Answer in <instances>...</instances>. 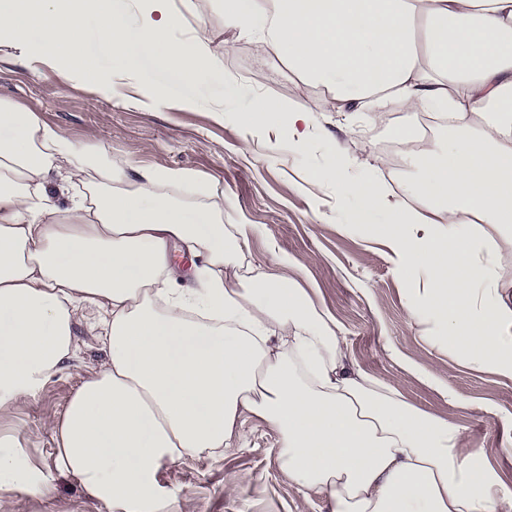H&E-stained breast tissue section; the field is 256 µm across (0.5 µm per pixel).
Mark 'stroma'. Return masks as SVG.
I'll return each instance as SVG.
<instances>
[{"mask_svg":"<svg viewBox=\"0 0 512 512\" xmlns=\"http://www.w3.org/2000/svg\"><path fill=\"white\" fill-rule=\"evenodd\" d=\"M199 19L224 46L225 76L245 89L231 99L232 110L248 111L257 96L284 108L304 102L315 119L306 149H294L280 125L252 128L203 108L114 105L110 90L84 77L64 80L49 65L25 64L4 47L0 98L35 110L77 141L104 148L118 166L186 169L217 184L224 191L225 227L249 228L247 247L220 276L246 283L275 271L299 279L317 308L341 325L344 349L359 368L392 384L416 408L466 427L467 447L485 449L512 485V456L504 452L512 441V379L472 369L441 345L433 323L415 321L391 250L380 237L349 230L353 211L339 203L324 176L332 153L341 150L354 159V176L382 178L390 201L400 200L401 184L415 178V168L405 159L393 172L377 167L375 156L384 152L388 130L407 122L406 113L383 114V131L371 133L325 88L305 83L278 56L226 29L213 0H204ZM366 139L373 144L369 155L359 150ZM97 320L95 309L85 310L67 369L52 375L35 398L0 408V437L22 448L51 479L45 495L0 490V512H102L77 477L56 470L57 440L50 431L79 384L103 367ZM239 430L240 439L218 459L164 465L160 482L176 491L179 512H325L321 498L302 496L281 473L278 435L268 423L246 413ZM228 485L234 494H225Z\"/></svg>","mask_w":512,"mask_h":512,"instance_id":"stroma-1","label":"stroma"}]
</instances>
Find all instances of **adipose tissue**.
<instances>
[{"mask_svg": "<svg viewBox=\"0 0 512 512\" xmlns=\"http://www.w3.org/2000/svg\"><path fill=\"white\" fill-rule=\"evenodd\" d=\"M199 0H0V45L64 78L85 76L86 33L111 56L112 100L195 108L219 83L216 117L241 91L224 77ZM224 25L283 57L373 123L387 105L446 112L440 149L415 150L416 206L388 203L335 152L338 200L384 237L412 285V314L433 318L475 369L512 379V325L498 272L512 242V0H223ZM173 75L170 83L155 74ZM83 192H75V184ZM223 191L164 167L125 169L37 114L0 99V406L35 398L76 351L85 308L103 312L106 362L72 396L57 471L105 512H177L163 464L222 456L251 413L277 432V462L327 512H499L512 487L463 427L419 410L346 354L335 318L296 280L214 278L248 244L224 229ZM206 254L193 288H160L172 249ZM49 479L0 439V489Z\"/></svg>", "mask_w": 512, "mask_h": 512, "instance_id": "ef3b65f1", "label": "adipose tissue"}]
</instances>
